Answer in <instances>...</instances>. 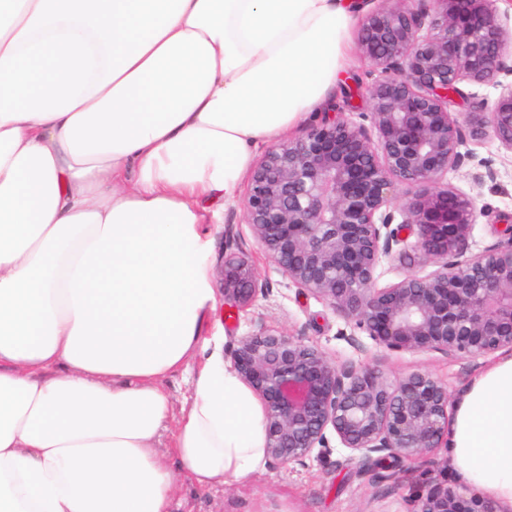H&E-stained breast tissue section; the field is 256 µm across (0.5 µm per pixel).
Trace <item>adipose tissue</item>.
Here are the masks:
<instances>
[{"label": "adipose tissue", "instance_id": "adipose-tissue-1", "mask_svg": "<svg viewBox=\"0 0 512 512\" xmlns=\"http://www.w3.org/2000/svg\"><path fill=\"white\" fill-rule=\"evenodd\" d=\"M363 9L0 0V512H173L176 473L265 466L263 410L204 333L207 223L324 102ZM447 461L512 512V353L457 395ZM190 372V369L187 371H178L177 373L168 376L163 382L165 389L170 394L176 405H178L180 401L190 393L188 383Z\"/></svg>", "mask_w": 512, "mask_h": 512}]
</instances>
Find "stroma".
Segmentation results:
<instances>
[{
    "instance_id": "35a3bbf8",
    "label": "stroma",
    "mask_w": 512,
    "mask_h": 512,
    "mask_svg": "<svg viewBox=\"0 0 512 512\" xmlns=\"http://www.w3.org/2000/svg\"><path fill=\"white\" fill-rule=\"evenodd\" d=\"M380 72L359 50H352L349 64L322 111L312 113L307 123L289 132V139L305 136L310 124L321 120L323 112H341L347 105L367 109L363 95L345 102L344 89L349 85H367ZM474 157L460 168L449 171L450 186L473 197L478 209L476 226L468 243L476 253L493 245L498 232L512 225V153L501 149L495 139L471 144ZM493 158L498 170L496 181L473 184L469 174L481 158ZM246 186H239L234 204L226 206L212 220L215 257L234 255L249 263L269 283L266 296L252 305L237 309L221 306L217 331L225 348H232L246 334L265 327L290 334H305L336 363L366 362L380 370L387 380H395L416 371H428L439 378L450 395H458L473 377L490 364V357L448 359L438 353L413 352L391 354L375 345L357 351L345 340L349 327L321 300L299 292L271 262L257 244L244 219ZM232 236H225V227ZM444 449L405 465L402 471H370L357 457L341 448H332L322 458L292 463L283 467L265 465L248 477L229 486L202 490L185 474L176 476L175 512H410L414 500L424 494L429 482L448 478Z\"/></svg>"
}]
</instances>
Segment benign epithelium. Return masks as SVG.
Listing matches in <instances>:
<instances>
[{
	"label": "benign epithelium",
	"instance_id": "obj_1",
	"mask_svg": "<svg viewBox=\"0 0 512 512\" xmlns=\"http://www.w3.org/2000/svg\"><path fill=\"white\" fill-rule=\"evenodd\" d=\"M496 0H381L361 20L359 48L383 78L367 86L369 124L325 117L304 137L265 151L244 203L245 223L288 281L351 326L356 350L368 337L387 353L477 358L512 351V225L467 254L475 201L444 182L493 136L512 153V28ZM492 84L490 108H452L462 83ZM416 242H408L410 236ZM419 255L433 270H409L380 288L384 257ZM224 303L268 291L244 260L224 262ZM231 367L259 398L266 456L305 463L340 447L369 466L432 454L448 433V388L428 371L393 382L366 363L337 364L300 335L261 329L241 337ZM412 512H499L489 500L434 480Z\"/></svg>",
	"mask_w": 512,
	"mask_h": 512
}]
</instances>
